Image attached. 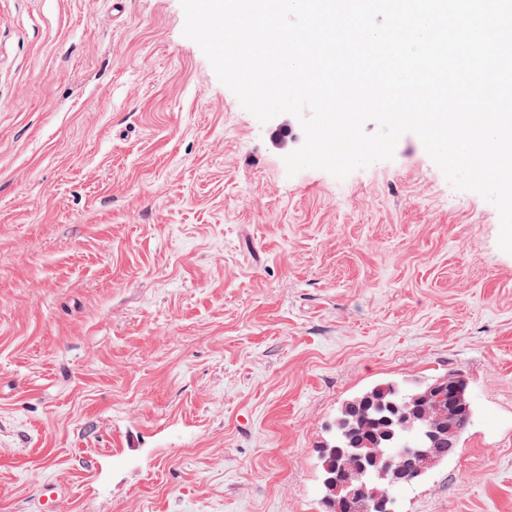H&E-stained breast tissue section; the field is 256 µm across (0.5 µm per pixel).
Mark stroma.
Instances as JSON below:
<instances>
[{"label": "stroma", "mask_w": 512, "mask_h": 512, "mask_svg": "<svg viewBox=\"0 0 512 512\" xmlns=\"http://www.w3.org/2000/svg\"><path fill=\"white\" fill-rule=\"evenodd\" d=\"M0 0V512H322L384 380H465L397 512H512V254L407 133L337 179L183 34L181 0Z\"/></svg>", "instance_id": "stroma-1"}]
</instances>
